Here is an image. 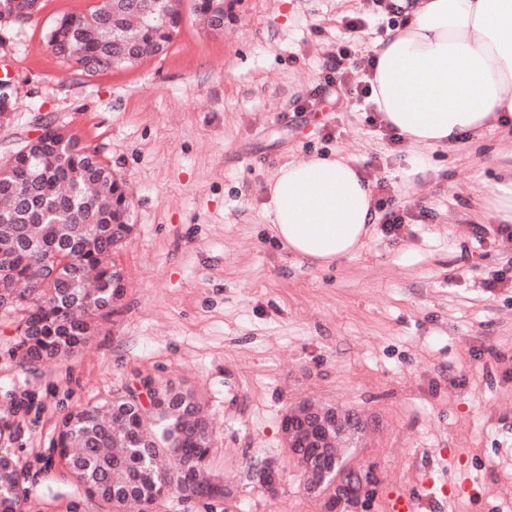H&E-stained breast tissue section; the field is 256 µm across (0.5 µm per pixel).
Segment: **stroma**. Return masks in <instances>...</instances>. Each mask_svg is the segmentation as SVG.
I'll return each mask as SVG.
<instances>
[{
  "label": "stroma",
  "mask_w": 512,
  "mask_h": 512,
  "mask_svg": "<svg viewBox=\"0 0 512 512\" xmlns=\"http://www.w3.org/2000/svg\"><path fill=\"white\" fill-rule=\"evenodd\" d=\"M94 2L45 0L35 22L0 30L13 112L0 158L46 120L66 126L124 181L134 226L115 257L124 297L68 362L22 363L0 318V454L23 474L24 512H109L48 465L50 441L66 411L145 376L201 398L208 475L231 490L174 493L154 512H326L281 434L308 399L371 423L345 462L374 469L373 493L335 512H386L394 490L416 512H512V245L492 205L512 181V129L412 146L367 123L355 96L313 100L345 21H364L358 56L380 40L370 0H234L218 36L188 12L165 54L89 76L46 35ZM339 156L404 222L319 268L273 233L267 187L285 162ZM264 461L282 472L279 496L250 476Z\"/></svg>",
  "instance_id": "35a3bbf8"
}]
</instances>
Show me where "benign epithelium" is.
<instances>
[{
	"label": "benign epithelium",
	"instance_id": "obj_1",
	"mask_svg": "<svg viewBox=\"0 0 512 512\" xmlns=\"http://www.w3.org/2000/svg\"><path fill=\"white\" fill-rule=\"evenodd\" d=\"M229 21L226 7L215 8L209 14L207 31L219 35ZM365 429L366 423L359 415L313 402L304 403L298 410H290L283 415V439L296 443L302 449L303 469L314 477L313 481L306 483L307 493L317 494L325 487L333 490L336 500L349 504L369 494L370 487L375 483L373 470L350 469L344 465L343 457L334 452V448L321 447L322 443L330 442L333 437L336 443L344 442L352 447ZM254 472L265 482L268 493L275 496L281 491L282 480L276 465L271 462L259 464Z\"/></svg>",
	"mask_w": 512,
	"mask_h": 512
}]
</instances>
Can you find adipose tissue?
<instances>
[{
	"label": "adipose tissue",
	"mask_w": 512,
	"mask_h": 512,
	"mask_svg": "<svg viewBox=\"0 0 512 512\" xmlns=\"http://www.w3.org/2000/svg\"><path fill=\"white\" fill-rule=\"evenodd\" d=\"M409 23L374 47L372 101L413 145L448 147L512 117V0H401ZM275 235L329 266L369 236L372 191L349 159L279 167L268 185Z\"/></svg>",
	"instance_id": "ef3b65f1"
}]
</instances>
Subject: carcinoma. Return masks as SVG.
Wrapping results in <instances>:
<instances>
[{
	"label": "carcinoma",
	"instance_id": "1",
	"mask_svg": "<svg viewBox=\"0 0 512 512\" xmlns=\"http://www.w3.org/2000/svg\"><path fill=\"white\" fill-rule=\"evenodd\" d=\"M183 0H97L87 12L64 14L46 39L53 53L93 75L165 53L181 31ZM0 293L18 297L2 317L39 324L37 340L20 337L28 362L66 360L89 338L88 330L110 313L125 290L112 252L126 237L125 189L96 148L63 126L18 149L0 164ZM70 258L58 270L45 259ZM150 407L129 390L105 407L86 406L62 415L52 448L68 449L66 469L89 496L121 512L135 500L144 512L173 491L224 499L220 485L203 487L196 473L208 465L209 424L188 389L154 381ZM21 475L0 470V507L22 512Z\"/></svg>",
	"mask_w": 512,
	"mask_h": 512
}]
</instances>
